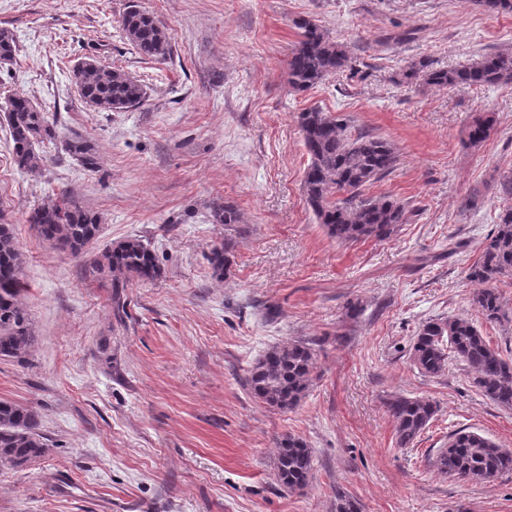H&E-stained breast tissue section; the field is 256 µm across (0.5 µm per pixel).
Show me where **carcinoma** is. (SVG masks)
I'll return each mask as SVG.
<instances>
[{"mask_svg":"<svg viewBox=\"0 0 512 512\" xmlns=\"http://www.w3.org/2000/svg\"><path fill=\"white\" fill-rule=\"evenodd\" d=\"M126 38L148 58H162L169 51L165 31L155 19L130 0L121 19ZM298 40L288 60V84L306 91L349 68L350 58L341 44L315 21L294 22ZM16 54L12 33L0 29V64ZM429 85L441 88L485 86L512 82V53L496 52L450 69H437L424 60L410 67ZM79 95L96 112H122L138 107L146 98L144 85L117 69L85 60L76 65ZM0 112L7 121L14 164L34 170L43 163L36 145L59 138L50 123L31 101L21 95L4 97ZM495 124L489 112L472 116L467 129L468 144L477 147L490 135ZM298 126L310 162L303 178L307 205L327 234L344 244L390 237L403 223L408 203L392 195L365 197L367 187L391 174L398 154L391 143L352 128L347 121L317 108L298 115ZM64 150L80 164L93 170L98 166L94 147L80 137L63 140ZM505 203L495 230L485 239L481 255L467 271L478 285L472 304L489 323L509 320L503 309L497 283L512 275V176L500 182ZM212 217L217 224L241 222L231 204H217ZM27 223L38 236L60 253L76 257L96 239L100 216L75 198L64 197L32 208ZM234 243L227 240L210 249L208 261L215 273L224 274L230 265ZM22 252L13 225L0 224V359L24 362L37 344L24 302ZM94 271L109 279L112 305L118 318L128 316L125 288L136 282H151L162 269L155 250L144 240L129 237L106 248L94 260ZM412 365L423 375L443 373L448 362L464 365L473 385L492 402L512 408V360L493 348L475 323L463 317L437 319L423 324L410 350ZM316 369L315 350L304 342H291L266 351L247 377L250 394L259 402L279 410L295 408L306 395ZM399 445L408 447L429 425L437 412L426 397L394 396L387 403ZM41 416L30 408L0 400V466L22 468L42 457L47 444L41 432ZM277 479L284 488H305L313 468L311 448L300 437L283 436L275 462ZM437 470L461 481H485L512 473V448H502L478 434L458 430L440 449Z\"/></svg>","mask_w":512,"mask_h":512,"instance_id":"1","label":"carcinoma"}]
</instances>
